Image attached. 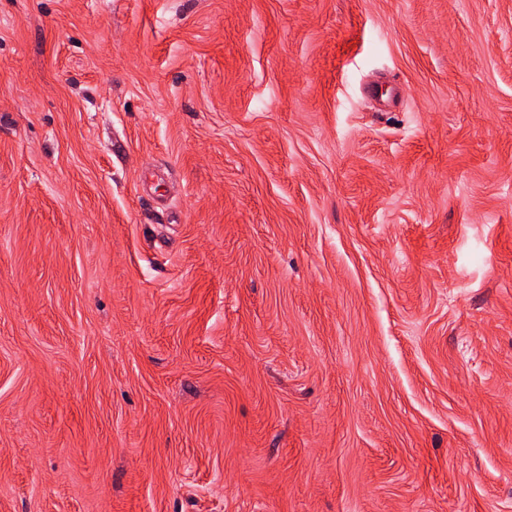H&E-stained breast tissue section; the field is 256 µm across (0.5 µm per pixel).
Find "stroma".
Returning <instances> with one entry per match:
<instances>
[{
	"label": "stroma",
	"mask_w": 512,
	"mask_h": 512,
	"mask_svg": "<svg viewBox=\"0 0 512 512\" xmlns=\"http://www.w3.org/2000/svg\"><path fill=\"white\" fill-rule=\"evenodd\" d=\"M0 512H512V0H0Z\"/></svg>",
	"instance_id": "1"
}]
</instances>
